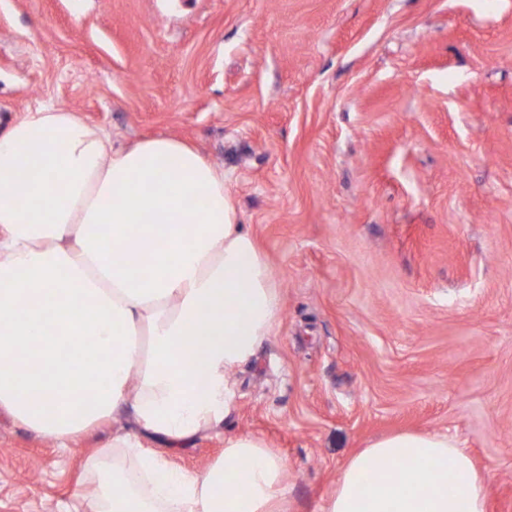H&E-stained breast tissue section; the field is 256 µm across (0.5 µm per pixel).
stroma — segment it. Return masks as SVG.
Returning a JSON list of instances; mask_svg holds the SVG:
<instances>
[{
    "label": "stroma",
    "instance_id": "1",
    "mask_svg": "<svg viewBox=\"0 0 512 512\" xmlns=\"http://www.w3.org/2000/svg\"><path fill=\"white\" fill-rule=\"evenodd\" d=\"M46 103L223 168L279 288L224 426L143 451L260 437L322 512L373 440L444 433L512 512V0H0V130ZM134 428L63 453L0 410V512H60Z\"/></svg>",
    "mask_w": 512,
    "mask_h": 512
}]
</instances>
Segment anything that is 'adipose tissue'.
I'll use <instances>...</instances> for the list:
<instances>
[{
    "label": "adipose tissue",
    "mask_w": 512,
    "mask_h": 512,
    "mask_svg": "<svg viewBox=\"0 0 512 512\" xmlns=\"http://www.w3.org/2000/svg\"><path fill=\"white\" fill-rule=\"evenodd\" d=\"M280 311L223 169L193 146L117 149L52 103L0 134V409L60 448L126 409L138 426L89 459L82 512H287V462L259 438H225L201 473L138 440L224 425L231 372ZM490 482L448 436L399 432L348 460L323 512H486Z\"/></svg>",
    "instance_id": "obj_1"
}]
</instances>
